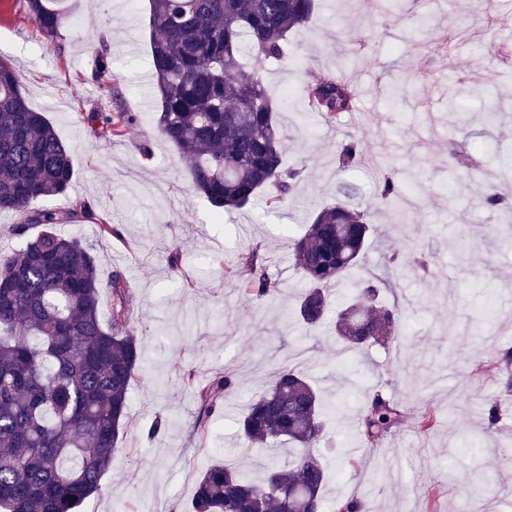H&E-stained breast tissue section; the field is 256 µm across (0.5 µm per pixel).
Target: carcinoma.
I'll list each match as a JSON object with an SVG mask.
<instances>
[{
	"mask_svg": "<svg viewBox=\"0 0 512 512\" xmlns=\"http://www.w3.org/2000/svg\"><path fill=\"white\" fill-rule=\"evenodd\" d=\"M152 31L149 67L159 97L157 130L178 155L193 192L219 216L252 207L263 196L279 206L301 180L284 166L283 133L276 107L260 78L244 71L242 57L266 64L289 59V37L309 21L315 0H149ZM37 32L54 37L67 14L55 0H25ZM95 77L111 73L107 47L95 57ZM420 74L410 65L392 90L408 93ZM294 94L332 124L353 109L355 89L344 71L321 69ZM114 137L136 118L129 112H91ZM363 156L352 141L340 164ZM73 150L47 117L34 110L13 64L0 58V213L20 216L13 225L19 246L0 252V512H81L99 492L129 416L130 389L143 361L129 313L133 296L120 273L111 275L112 308L100 313L102 280L93 247L57 233L60 224L91 222L100 238L123 242L89 203L48 210L33 203L66 192ZM379 196L395 217L412 207V187L388 166L378 168ZM480 204L512 215V199L494 181L483 184ZM370 231L366 213L350 195L319 208L292 241L293 266L308 284L299 299L300 323L315 329L331 320L346 347L368 349L391 341L403 325L399 305L380 301L379 286L358 280L343 307L329 316V288L363 260ZM262 303L276 287L252 249L224 269ZM209 415L233 388L230 373L201 386L182 375ZM308 378L283 367L240 419L248 444L274 450L291 445L288 467L272 463L260 481L237 467L216 464L200 475L193 512H323L325 471L314 453L328 414ZM399 403L381 393L362 408L360 433L374 445L401 422Z\"/></svg>",
	"mask_w": 512,
	"mask_h": 512,
	"instance_id": "cac0c4a2",
	"label": "carcinoma"
}]
</instances>
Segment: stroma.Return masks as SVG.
I'll list each match as a JSON object with an SVG mask.
<instances>
[{"instance_id":"stroma-1","label":"stroma","mask_w":512,"mask_h":512,"mask_svg":"<svg viewBox=\"0 0 512 512\" xmlns=\"http://www.w3.org/2000/svg\"><path fill=\"white\" fill-rule=\"evenodd\" d=\"M430 0L435 19L418 35L411 12L390 16L386 0H317L318 10L295 34L299 63L268 64L258 75L276 103L285 136L284 161L305 170L293 198L278 207L258 201L252 210L217 217L189 188L177 154L156 130L151 93L149 0H58L67 23L51 39L39 36L11 0L0 15V57L21 75L31 107L43 112L74 149L68 190L41 201L65 210L75 201L124 238L102 240L95 224H65L63 236L94 248L102 279L123 272L134 295L131 330L144 350L140 377L129 394V422L120 437L100 493L82 512H190L196 482L208 466L228 462L260 476L265 458L238 435L246 404L285 364L306 373L326 399L341 398V414L326 425L335 451L317 446L327 469L328 508L355 497L364 512H512V223L477 204L473 169L449 166L448 144H478L474 159L486 178L512 151V0ZM367 42L349 61L346 48ZM107 46L111 72L122 91L113 101L93 80L92 60ZM424 71L404 101L387 98L409 56ZM320 67L346 68L358 90L353 111L337 127L307 111L285 89ZM461 93L457 117L448 96ZM497 106L499 118L482 116ZM136 113L123 137L97 134L82 114ZM360 141L365 159L380 157L394 169L417 172L420 185L410 223H392L364 163L345 168L338 153ZM152 160H144L143 148ZM371 223L389 225L404 251L431 253L426 269L387 265L379 235H372L358 275L391 284L383 299L407 311L396 341L347 350L327 328L295 323L305 281L294 269L289 241L303 234L313 206L335 202L340 189ZM256 247L268 257L266 273L278 283L273 302L260 305L225 278V266ZM180 255V270L169 258ZM200 382L231 373L226 405L199 426V405L182 385L184 371ZM406 403L401 423L380 444L366 446L359 430L362 406L375 393ZM498 419L488 425L487 410ZM433 409L439 426L429 436L417 417ZM395 451L388 464L387 451Z\"/></svg>"}]
</instances>
